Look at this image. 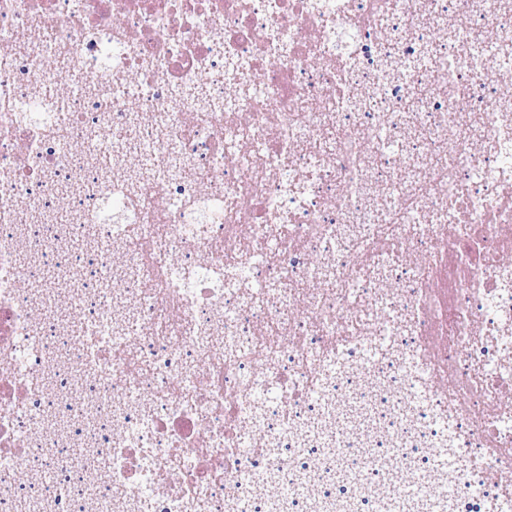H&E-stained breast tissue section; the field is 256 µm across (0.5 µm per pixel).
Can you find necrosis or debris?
Instances as JSON below:
<instances>
[{"mask_svg": "<svg viewBox=\"0 0 512 512\" xmlns=\"http://www.w3.org/2000/svg\"><path fill=\"white\" fill-rule=\"evenodd\" d=\"M511 36L512 0H0V505L512 512Z\"/></svg>", "mask_w": 512, "mask_h": 512, "instance_id": "4bbe7bcc", "label": "necrosis or debris"}]
</instances>
